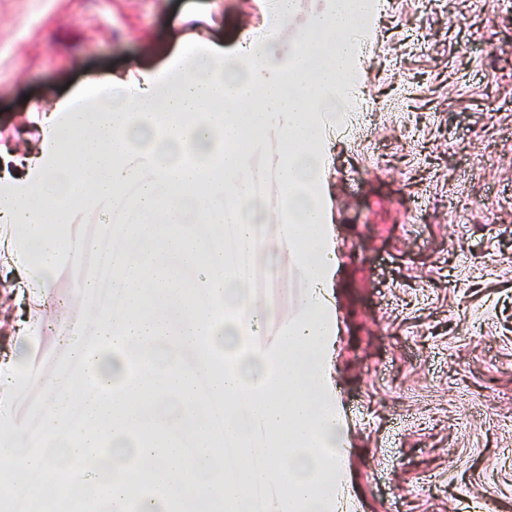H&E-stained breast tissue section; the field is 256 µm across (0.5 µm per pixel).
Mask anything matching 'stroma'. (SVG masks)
<instances>
[{
    "label": "stroma",
    "instance_id": "stroma-1",
    "mask_svg": "<svg viewBox=\"0 0 512 512\" xmlns=\"http://www.w3.org/2000/svg\"><path fill=\"white\" fill-rule=\"evenodd\" d=\"M214 2L0 0V131L26 154L32 103L160 65L177 18ZM222 2L211 38L231 50L268 0ZM488 2L381 0L355 132L327 148L342 512H512V8ZM255 267L263 345L307 281L286 252ZM8 346L45 375L65 357L0 326Z\"/></svg>",
    "mask_w": 512,
    "mask_h": 512
}]
</instances>
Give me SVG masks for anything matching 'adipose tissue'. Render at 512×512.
Listing matches in <instances>:
<instances>
[{"mask_svg":"<svg viewBox=\"0 0 512 512\" xmlns=\"http://www.w3.org/2000/svg\"><path fill=\"white\" fill-rule=\"evenodd\" d=\"M364 17V0H331L306 50L287 49L263 25L231 51L181 34L160 67L89 79L42 112L20 173L10 172L16 154L0 143V294L69 306L54 275L75 211L108 223L112 203H122L138 241L112 254L121 312L99 322L102 351L85 359V319L70 318L59 343L78 372L42 379L38 433L18 428L0 439L14 492H32L35 476L55 488L62 468L80 462L73 489L105 490L108 512H127L131 454L149 461L151 481L181 483L189 510L208 499L238 512L243 487L220 470L210 433L216 402L227 411L226 441L259 422L276 434L258 450L264 466L249 474L251 483L278 486L274 512H339L344 431L326 371L331 256L320 143L324 122L349 102L351 45ZM272 126L280 131V213L309 288L304 316L291 320L280 345L247 353L245 338L269 311L255 299L249 269H231L204 235L226 224L237 248L259 240L270 208L248 190L242 143ZM217 344L229 361L220 374L209 357Z\"/></svg>","mask_w":512,"mask_h":512,"instance_id":"obj_1","label":"adipose tissue"}]
</instances>
